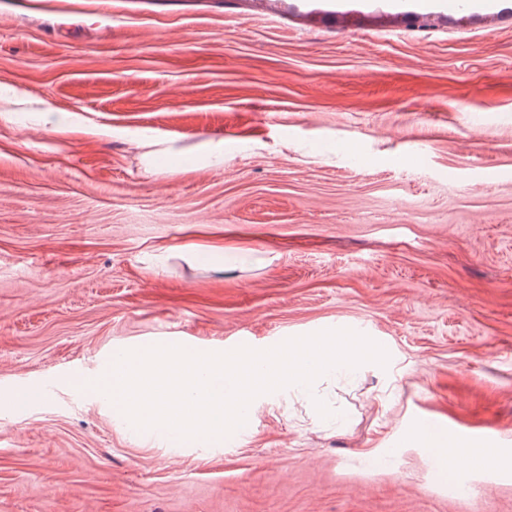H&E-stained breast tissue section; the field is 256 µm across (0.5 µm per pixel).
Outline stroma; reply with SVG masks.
<instances>
[{
    "instance_id": "obj_1",
    "label": "stroma",
    "mask_w": 512,
    "mask_h": 512,
    "mask_svg": "<svg viewBox=\"0 0 512 512\" xmlns=\"http://www.w3.org/2000/svg\"><path fill=\"white\" fill-rule=\"evenodd\" d=\"M415 2L0 0V396L48 395L0 410V512H512V468L458 469L460 499L414 436L512 454V0ZM337 329L386 367L233 444L76 385L120 349Z\"/></svg>"
}]
</instances>
